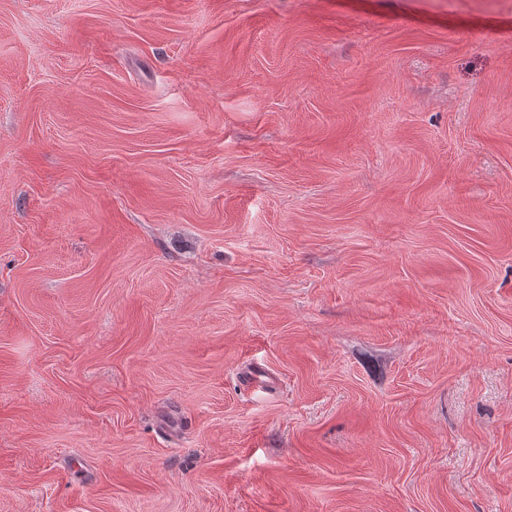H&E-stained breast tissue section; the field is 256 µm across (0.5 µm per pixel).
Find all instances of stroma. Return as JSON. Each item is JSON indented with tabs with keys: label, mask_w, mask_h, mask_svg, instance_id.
<instances>
[{
	"label": "stroma",
	"mask_w": 512,
	"mask_h": 512,
	"mask_svg": "<svg viewBox=\"0 0 512 512\" xmlns=\"http://www.w3.org/2000/svg\"><path fill=\"white\" fill-rule=\"evenodd\" d=\"M0 512H512V0H0Z\"/></svg>",
	"instance_id": "35a3bbf8"
}]
</instances>
